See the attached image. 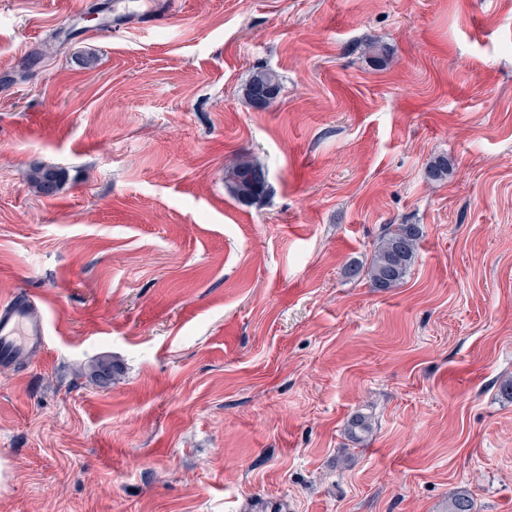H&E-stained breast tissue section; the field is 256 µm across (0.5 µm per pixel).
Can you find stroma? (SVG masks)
Returning <instances> with one entry per match:
<instances>
[{
  "mask_svg": "<svg viewBox=\"0 0 512 512\" xmlns=\"http://www.w3.org/2000/svg\"><path fill=\"white\" fill-rule=\"evenodd\" d=\"M116 2L0 0V301L49 320L0 370V512H512V0ZM389 224L423 236L378 292L346 269ZM263 88L273 89L278 96L281 91L280 76L266 68H258L251 75L244 89V99L246 103L255 110H265L258 107L255 103L257 93ZM225 183L230 193L245 204L263 198L268 191L265 169L249 156H241L227 170ZM64 171L52 165H39L32 169L31 180L37 190L45 195L55 193L63 181Z\"/></svg>",
  "mask_w": 512,
  "mask_h": 512,
  "instance_id": "1",
  "label": "stroma"
}]
</instances>
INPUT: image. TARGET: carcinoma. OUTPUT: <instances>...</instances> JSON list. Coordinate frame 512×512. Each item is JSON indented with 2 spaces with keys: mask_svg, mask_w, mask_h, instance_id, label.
<instances>
[{
  "mask_svg": "<svg viewBox=\"0 0 512 512\" xmlns=\"http://www.w3.org/2000/svg\"><path fill=\"white\" fill-rule=\"evenodd\" d=\"M372 63L380 68L387 65L390 49L377 42L369 44ZM281 91L280 76L266 68L253 72L244 89V99L253 109L257 93L264 89ZM64 171L52 165H39L32 169L31 180L45 195L55 193L63 181ZM225 183L230 193L240 202L249 204L263 198L268 191L265 169L248 156H242L227 170ZM422 233L416 224H391L380 238L368 267L355 264L348 268L351 277H367L371 288L387 291L405 279L414 262ZM117 373V367L104 360L90 365L89 376L94 381L108 382ZM448 512H474L473 500L466 490H458L448 499Z\"/></svg>",
  "mask_w": 512,
  "mask_h": 512,
  "instance_id": "carcinoma-1",
  "label": "carcinoma"
}]
</instances>
